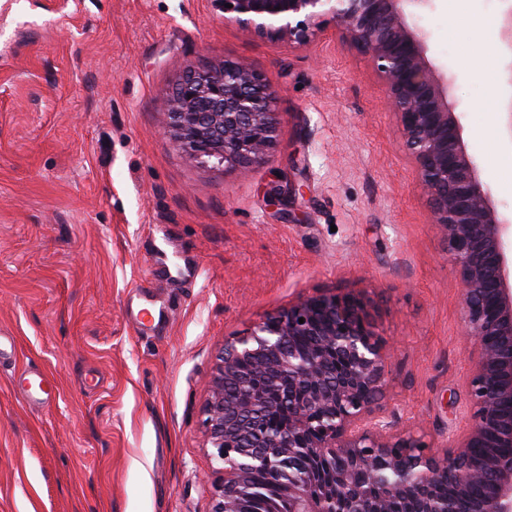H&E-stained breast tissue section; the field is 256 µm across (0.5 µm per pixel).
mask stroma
I'll list each match as a JSON object with an SVG mask.
<instances>
[{"mask_svg":"<svg viewBox=\"0 0 512 512\" xmlns=\"http://www.w3.org/2000/svg\"><path fill=\"white\" fill-rule=\"evenodd\" d=\"M0 24V512H211L221 476L203 407L227 339L299 296L352 290L387 342L378 406L441 447L466 423L471 345L459 275L415 189L383 85L334 22L291 48L221 0H17ZM512 0H429L409 23L499 212L512 139L481 104L512 98L499 23ZM497 67H477V47ZM231 58L278 94L269 163L215 168L160 122L190 68ZM301 192L288 209L271 184ZM32 366L59 387L26 405Z\"/></svg>","mask_w":512,"mask_h":512,"instance_id":"1","label":"stroma"}]
</instances>
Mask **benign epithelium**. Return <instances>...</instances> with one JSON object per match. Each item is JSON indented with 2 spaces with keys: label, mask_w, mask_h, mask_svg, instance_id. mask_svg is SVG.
<instances>
[{
  "label": "benign epithelium",
  "mask_w": 512,
  "mask_h": 512,
  "mask_svg": "<svg viewBox=\"0 0 512 512\" xmlns=\"http://www.w3.org/2000/svg\"><path fill=\"white\" fill-rule=\"evenodd\" d=\"M223 2L225 19L290 48L310 44L329 15L370 62L416 169L415 187L459 273L473 350L467 429L435 452L421 438L393 431L375 411L387 357L364 296H303L233 337L205 407L223 472L212 512H261L270 497L301 503L303 512H389V501L412 498L416 512H454L435 488L448 485L464 498L476 483L490 487L479 512H512V455L493 451L471 465L473 448L512 447V225L480 177L425 37L408 22L410 9L428 0ZM274 99L260 71L226 58L187 70L164 104L163 121L174 146L197 159L267 163L276 143ZM298 336L309 337L310 346L297 348ZM281 410L288 426L266 422ZM255 471L267 472L270 484L266 494L248 496Z\"/></svg>",
  "instance_id": "1"
}]
</instances>
